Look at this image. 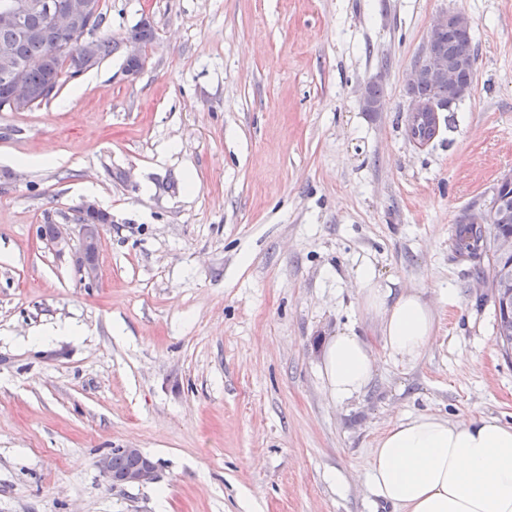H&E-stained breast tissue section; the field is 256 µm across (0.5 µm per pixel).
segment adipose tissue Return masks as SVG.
<instances>
[{
    "mask_svg": "<svg viewBox=\"0 0 512 512\" xmlns=\"http://www.w3.org/2000/svg\"><path fill=\"white\" fill-rule=\"evenodd\" d=\"M366 313L379 323L383 350L418 361L437 326L419 292L391 296L371 265L356 273ZM321 373L329 397L347 403L376 376L375 351L352 331L329 337ZM373 496L397 512H512V425L490 416L464 422L418 413L391 424L377 440L368 471Z\"/></svg>",
    "mask_w": 512,
    "mask_h": 512,
    "instance_id": "ef3b65f1",
    "label": "adipose tissue"
}]
</instances>
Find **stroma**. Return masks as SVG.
Listing matches in <instances>:
<instances>
[{
  "mask_svg": "<svg viewBox=\"0 0 512 512\" xmlns=\"http://www.w3.org/2000/svg\"><path fill=\"white\" fill-rule=\"evenodd\" d=\"M101 3L92 36L116 51L0 111V512H394L366 482L393 422L511 425L488 264L454 234L512 170V0ZM446 11L473 21L474 82L420 147L407 79ZM145 17L155 38L130 77L124 40ZM86 201L110 216L91 287ZM366 263L438 329L418 362L379 350L372 386L338 404L324 341L381 344ZM128 447L154 482L98 468ZM98 208L90 202H85L79 209L80 216L77 224L80 228L81 250L78 258V270L81 280L87 285L92 286L98 278V253L102 244L105 225L89 224L85 221L88 214Z\"/></svg>",
  "mask_w": 512,
  "mask_h": 512,
  "instance_id": "obj_1",
  "label": "stroma"
}]
</instances>
